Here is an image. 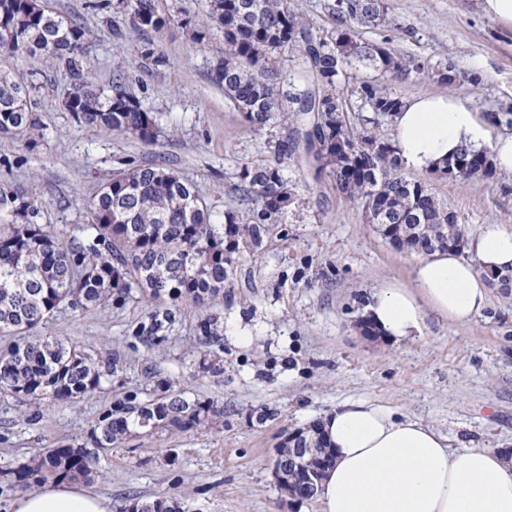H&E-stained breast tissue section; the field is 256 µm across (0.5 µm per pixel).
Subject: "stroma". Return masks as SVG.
Listing matches in <instances>:
<instances>
[{
  "mask_svg": "<svg viewBox=\"0 0 512 512\" xmlns=\"http://www.w3.org/2000/svg\"><path fill=\"white\" fill-rule=\"evenodd\" d=\"M91 0H48L84 31L78 57L97 88L124 75L127 91L154 120L141 141L81 126L63 107L71 75L0 51V70L29 86L40 136H0V184L42 208L43 222L69 241L89 222V203L118 171L161 165L174 170L211 207H249L235 189L242 164L281 162L296 185L294 204L260 248L238 266L231 286L198 307L180 304L151 342L141 304L60 306L37 337H60L123 370L75 402L23 401L0 394V512L18 491L15 472L47 449L91 447L104 410L127 393L164 381L172 390L222 402L224 423L156 435L137 434L101 455L93 491L125 512L137 500L179 502L183 512H320L317 500L289 503L269 466L289 430L320 421L346 400H368L422 419L450 446L468 442L512 452V288L490 286L485 310L455 326L426 314L419 334L393 343L357 325L374 288L408 283L417 256L366 224L362 209L336 189L308 154L311 115L265 127L244 123L211 68L224 52L221 33L195 43L178 19L206 0H167L173 19L159 30L133 28L127 11L97 13ZM399 28L368 39L425 62H453L466 81L453 93L481 118L512 105V25L485 12L483 0H389ZM151 41L166 65H145L136 50ZM478 85H471V78ZM287 145L288 156L277 153ZM468 234L486 224L512 228V176L437 181ZM210 322V333L200 325ZM247 332L248 342L237 340Z\"/></svg>",
  "mask_w": 512,
  "mask_h": 512,
  "instance_id": "35a3bbf8",
  "label": "stroma"
}]
</instances>
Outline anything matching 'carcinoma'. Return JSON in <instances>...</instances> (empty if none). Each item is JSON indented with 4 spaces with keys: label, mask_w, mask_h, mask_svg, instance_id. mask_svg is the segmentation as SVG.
<instances>
[{
    "label": "carcinoma",
    "mask_w": 512,
    "mask_h": 512,
    "mask_svg": "<svg viewBox=\"0 0 512 512\" xmlns=\"http://www.w3.org/2000/svg\"><path fill=\"white\" fill-rule=\"evenodd\" d=\"M129 12L137 29L159 30L172 15L164 0H93L92 9L109 14L114 5ZM334 33L316 36L292 9L290 0H206L201 17L182 13L181 23L200 43L217 30L224 55L214 78L224 98L254 126L288 121L295 112L314 113L319 134L317 161L328 168L336 189L359 202L366 222L381 236L402 242L418 255L466 238V229L448 202L432 188L435 171L412 179L393 143L379 128L400 110L402 98L388 85L357 79L371 67L399 79L427 69L433 80L457 85L451 64L423 66L395 53L387 42L364 39L369 29L394 22L388 0H334ZM84 31L49 12L42 0H0V49L36 60H57L72 73L64 108L73 120L149 140L154 121L141 102L128 94L118 74L105 90L74 68ZM284 51L307 63L286 75L279 65ZM139 57L165 64L154 44L138 47ZM356 80L350 93L345 86ZM38 127L29 88L0 74V136ZM457 155L467 168L447 179L455 182L495 177L490 153L463 147ZM240 190L252 209L224 211V234L211 224L210 207L180 176L162 166L135 168L105 183L91 203L92 223L82 237L65 243L41 223V207L22 192L0 186V333L18 341L0 351V393L28 400L73 401L100 388L119 371V359L100 364L92 354L60 337L29 341L25 334L47 321L61 305L124 304L134 291L170 303L148 312L158 332L184 301L201 306L232 283L237 265L259 248L294 203V183L277 165L241 166ZM224 405L209 398L188 400L165 387L148 399L130 393L105 410L92 438L107 449L131 434L186 430L215 424ZM98 456L82 448H52L39 465L14 474L21 491L47 477L88 479Z\"/></svg>",
    "instance_id": "carcinoma-1"
}]
</instances>
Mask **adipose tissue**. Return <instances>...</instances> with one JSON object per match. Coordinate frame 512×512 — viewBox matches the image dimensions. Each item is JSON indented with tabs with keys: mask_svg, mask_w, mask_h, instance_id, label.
I'll use <instances>...</instances> for the list:
<instances>
[{
	"mask_svg": "<svg viewBox=\"0 0 512 512\" xmlns=\"http://www.w3.org/2000/svg\"><path fill=\"white\" fill-rule=\"evenodd\" d=\"M393 142L405 169L427 172L464 145L486 146L512 175V134L491 135L464 99L424 94L404 100ZM512 267V230L486 225L464 251L418 260L409 285L385 282L364 315L388 339L418 332L425 312L467 324L487 306L489 273ZM334 455L319 490L321 512H512V463L466 443L450 447L439 430L366 400L339 404L321 420ZM12 512H112L111 501L78 480L49 479L17 497Z\"/></svg>",
	"mask_w": 512,
	"mask_h": 512,
	"instance_id": "obj_1",
	"label": "adipose tissue"
}]
</instances>
